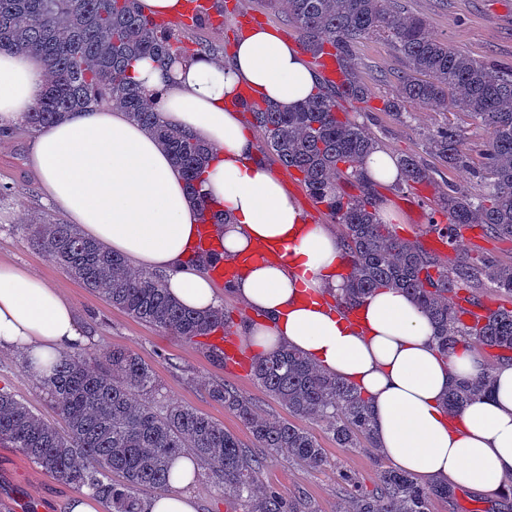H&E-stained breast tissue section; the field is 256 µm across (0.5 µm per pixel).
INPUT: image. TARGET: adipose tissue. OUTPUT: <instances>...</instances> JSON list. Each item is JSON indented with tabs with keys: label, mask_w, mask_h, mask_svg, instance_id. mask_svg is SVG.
<instances>
[{
	"label": "adipose tissue",
	"mask_w": 512,
	"mask_h": 512,
	"mask_svg": "<svg viewBox=\"0 0 512 512\" xmlns=\"http://www.w3.org/2000/svg\"><path fill=\"white\" fill-rule=\"evenodd\" d=\"M133 77L161 120L208 145L213 157L188 189L157 141L120 111L84 108L38 132L26 160L41 194L93 240L165 286L192 310L217 307L209 272L191 269L202 205L224 213L213 227L225 263L241 262L233 294L253 316L240 343L251 355L289 346L353 384L376 422L378 450L416 482L448 483L489 498L512 479V361L487 371L461 343L438 350L434 329L404 292L383 288L354 317L331 306L346 285L347 257L326 225L308 221L279 175L260 162L239 95L293 109L319 75L302 51L273 30L254 28L216 60L199 52L162 65L135 64ZM46 90L42 60L0 51V132L25 121ZM271 256L253 260L259 249ZM91 331L72 303L22 266L0 263V351L21 353L34 376L47 360L88 348ZM492 393L452 413L449 389L484 375Z\"/></svg>",
	"instance_id": "1"
}]
</instances>
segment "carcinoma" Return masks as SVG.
<instances>
[{
  "mask_svg": "<svg viewBox=\"0 0 512 512\" xmlns=\"http://www.w3.org/2000/svg\"><path fill=\"white\" fill-rule=\"evenodd\" d=\"M300 33L304 50L318 58L324 48L342 67L346 83L319 86L294 110L240 100L254 128L282 165L297 170L308 195L341 227L340 244L351 268L340 306L348 308L381 287L408 294L431 321L442 352L467 340L512 355V308H485L476 290L489 284L512 298V260L460 254L443 260L416 240L399 237L377 213L370 185L357 170L359 159L379 146L368 126L352 113L362 109L368 86L357 75L355 46L364 37L388 33L406 72L381 111L397 119L418 104L466 112L486 132L482 167L474 174L486 191L473 197L454 185L440 193L448 223L431 229L458 251L462 230L477 226L485 235L512 242V67L501 68L465 54L428 32L424 21L405 12L399 0H276ZM0 50L39 56L48 84L26 126L44 128L66 113L87 106L110 107L150 131L182 169L189 188L200 178L209 149L160 119L153 102L132 80L138 58L160 64L194 52H215L200 41L184 46L178 31L141 15L137 0H0ZM432 155L452 168L469 167L459 131L449 125L428 139ZM403 172L399 190L431 181V170L416 156L396 158ZM346 181L360 193L340 191ZM32 246L134 321L191 342L229 332L224 308L196 312L169 296L162 278L138 272L128 260L85 237L77 225L34 224ZM253 379L288 410L271 415L233 386L209 385L212 400L224 405L247 430L252 446L194 407L158 398L160 382L138 353L114 347L99 354L67 353L48 367L43 389L65 423L61 430L8 389L0 388V440L44 473L79 490L88 489L110 512H147L144 493L171 489L176 458L190 453L209 469L224 498L241 512H319L305 492L263 484L267 460L283 457L310 469L328 465L326 449L311 425L325 424L336 447L355 451L376 447L369 407L342 379L324 373L299 352L285 347L255 358ZM489 375L452 387L451 411L491 392ZM344 493L336 512H430L434 498L448 499L446 484L425 487L405 472L383 468L378 483L364 490L356 474L336 469Z\"/></svg>",
  "mask_w": 512,
  "mask_h": 512,
  "instance_id": "carcinoma-1",
  "label": "carcinoma"
}]
</instances>
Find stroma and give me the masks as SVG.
I'll return each instance as SVG.
<instances>
[{"instance_id":"1","label":"stroma","mask_w":512,"mask_h":512,"mask_svg":"<svg viewBox=\"0 0 512 512\" xmlns=\"http://www.w3.org/2000/svg\"><path fill=\"white\" fill-rule=\"evenodd\" d=\"M404 3L409 12L425 21L430 33L448 39L455 48L493 64L512 65V0H404ZM227 5L236 9L237 14L250 12L257 15L262 26L275 29L288 42L299 39L274 0H227ZM355 52L359 76L372 92L373 109L361 113L360 121L366 123L381 145L393 154L421 157L435 178L431 186L421 185L402 192L391 186L379 187L375 193L405 215V223L397 227L401 236L416 237L424 246H431L430 220L438 191L451 183L470 194L481 193V183L472 170L482 162L481 153L487 137L478 121L464 112L436 106L416 107L410 117L401 122L381 112V99L393 92L395 78L404 70L405 61L390 37L382 33L361 40ZM447 125L456 127L462 135L469 150V168H449L429 154L426 148L428 136ZM33 136V131L23 126L11 134H0V185L11 189L10 195L0 199V262L30 268L48 283L61 288L81 321L94 333V351L115 346L138 353L154 365L162 396L208 414L241 440H248V433L234 415L211 399L207 382L225 381L243 395L258 401L268 413L282 414V407L268 398L252 380L248 353H241L235 362L215 363L209 358L205 345L177 339L134 321L33 249L25 224L54 213L51 206L42 202L37 178L24 162L26 148ZM259 158L278 171L288 191L299 198L311 219L327 223L323 207L310 199L296 171L283 168L267 146H260ZM0 387L14 392L34 411L51 415L47 396L38 380L23 368L19 355L0 354ZM323 446L329 466L308 469L278 459L267 463L262 473L264 483L287 491L303 490L319 512H334L336 508L341 489L337 467L354 471L364 487H374L378 472L385 464L383 458L369 450L350 452L338 448L328 439L324 440ZM75 493L73 486L42 472L18 449L9 443H0V504L23 502L33 506L36 512H69V503ZM430 512H512V493L488 501L471 491L458 489L449 499L433 500Z\"/></svg>"}]
</instances>
